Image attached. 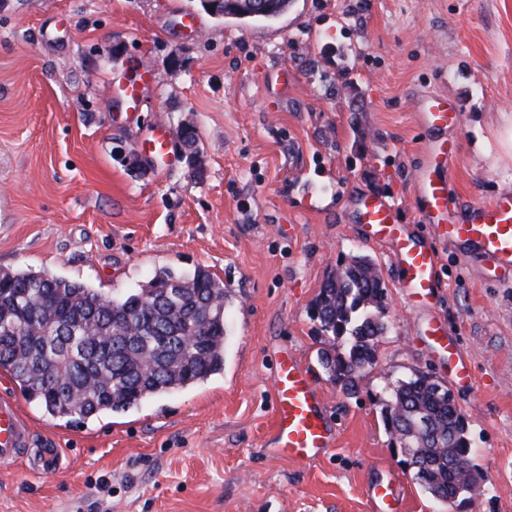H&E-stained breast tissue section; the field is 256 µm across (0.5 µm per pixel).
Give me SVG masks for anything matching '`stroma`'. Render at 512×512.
I'll use <instances>...</instances> for the list:
<instances>
[{
  "label": "stroma",
  "mask_w": 512,
  "mask_h": 512,
  "mask_svg": "<svg viewBox=\"0 0 512 512\" xmlns=\"http://www.w3.org/2000/svg\"><path fill=\"white\" fill-rule=\"evenodd\" d=\"M151 72L138 110L116 96L129 63ZM462 115L450 207L512 193V0H293L273 22L215 18L201 0H0V267L123 295L169 268L223 280L224 370L85 423L55 419L0 369L32 449L0 461V512H371L397 478L401 512H512V284L440 245L433 308H411L387 245L367 241L361 196L419 230L415 105ZM193 128L200 167L155 169L154 123ZM375 259L386 292L378 363L356 397L328 381L309 315L325 278ZM458 337L473 383L453 387L484 479L462 506L427 496L381 418L387 380L447 383L426 320ZM320 387L337 441L294 463L268 448L281 349ZM60 470H38L43 449Z\"/></svg>",
  "instance_id": "1"
}]
</instances>
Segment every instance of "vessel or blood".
Segmentation results:
<instances>
[{
    "mask_svg": "<svg viewBox=\"0 0 512 512\" xmlns=\"http://www.w3.org/2000/svg\"><path fill=\"white\" fill-rule=\"evenodd\" d=\"M129 79L120 88L126 109L139 105L141 81L145 69L138 63L129 66ZM418 117L428 128H459L461 115L447 96L431 93L419 102ZM147 159L157 165L168 164L173 144L164 124H155L141 141ZM457 151L453 140L422 146L424 163L416 171L415 210L431 235L463 246L468 257L481 258L498 269L512 271V194H502L486 203L471 205L469 214L460 218L448 208L451 182L436 178L432 169L451 164ZM396 209L385 198L368 195L361 199L356 213L372 242L390 244L399 273V286L415 305L431 304L438 286L439 251L408 234L395 219ZM432 346L447 352L452 363L451 380L458 385L472 382L470 365L461 357L451 337L431 328ZM274 412L273 453L288 460L309 461L332 448L336 437L327 427L321 405V393L295 355L279 356L275 367L272 395ZM33 433L14 400L0 402V460L19 457L32 444ZM373 512H399V490L395 481L376 484L368 493Z\"/></svg>",
    "mask_w": 512,
    "mask_h": 512,
    "instance_id": "b4317fda",
    "label": "vessel or blood"
}]
</instances>
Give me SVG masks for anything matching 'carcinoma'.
<instances>
[{"mask_svg":"<svg viewBox=\"0 0 512 512\" xmlns=\"http://www.w3.org/2000/svg\"><path fill=\"white\" fill-rule=\"evenodd\" d=\"M223 0L224 16L273 21L289 0ZM379 266L353 256L328 275L313 302L324 347L318 361L346 396L378 363L387 326ZM224 282L203 268L157 272L123 297L31 269L0 267V368L53 417L88 421L184 390L224 369ZM385 431L433 499L457 501L478 484L468 424L451 390L414 371L385 384Z\"/></svg>","mask_w":512,"mask_h":512,"instance_id":"carcinoma-1","label":"carcinoma"}]
</instances>
